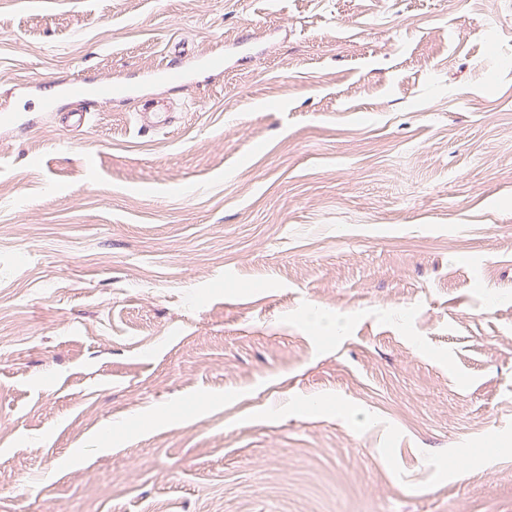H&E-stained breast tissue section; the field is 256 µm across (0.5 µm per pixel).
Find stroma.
<instances>
[{
  "label": "stroma",
  "instance_id": "obj_1",
  "mask_svg": "<svg viewBox=\"0 0 512 512\" xmlns=\"http://www.w3.org/2000/svg\"><path fill=\"white\" fill-rule=\"evenodd\" d=\"M2 105L0 512H512V0H0ZM145 80L150 84L170 81H189L187 70L180 63H167L145 74ZM118 95L112 84L95 83L90 84L84 79H71L55 85L53 97L48 100L49 112H56L59 109L57 104L61 101L74 100L76 108L67 112L64 116L66 121H72L73 126L81 127L86 122V114L99 104L112 101V96ZM173 106L170 102L159 97L148 99L145 111L137 113V124L143 132L163 129L171 124Z\"/></svg>",
  "mask_w": 512,
  "mask_h": 512
}]
</instances>
